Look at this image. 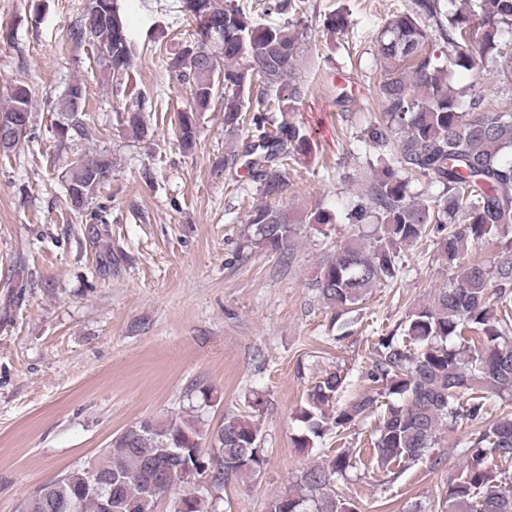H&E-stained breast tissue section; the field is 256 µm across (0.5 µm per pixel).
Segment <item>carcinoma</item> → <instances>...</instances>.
Segmentation results:
<instances>
[{
    "instance_id": "obj_1",
    "label": "carcinoma",
    "mask_w": 512,
    "mask_h": 512,
    "mask_svg": "<svg viewBox=\"0 0 512 512\" xmlns=\"http://www.w3.org/2000/svg\"><path fill=\"white\" fill-rule=\"evenodd\" d=\"M182 4L195 27L192 44L170 60L191 98L176 115L180 145L187 152L196 146L198 113L208 110L217 94L224 99L225 137L250 124L252 143L241 155L224 157L222 169L240 159L252 173L264 202L249 211L248 242L281 256L301 226L336 221L320 207L298 215L271 205L285 191L288 160L310 149V135L301 125L284 118L272 127L266 115L273 101L286 114L308 95L303 18L259 24L233 0ZM350 25L341 10L323 20L332 36ZM507 30L512 31V0H412V7L379 33L384 111L368 126L365 141L383 159L369 192L348 213L349 223L375 224L379 233L367 247L348 243L337 249L314 282L323 301L348 309L398 277L400 246L441 234L453 282L408 315L401 335L389 332L374 342L369 381L382 383L391 401L382 408L377 398L364 395L328 414L344 384L340 373H328L300 409L296 445L311 448L325 431L377 414L371 453L380 470H390L430 456L441 428L462 416L474 426V438L461 450L463 469L448 477V512H512V487L495 464L512 459V414L487 420L490 403L512 400V158L502 157L512 150V113L493 112L484 98L448 81L452 72L465 77L488 71L497 81L512 83ZM73 38L96 47L104 72L118 79L128 72L132 48L116 0H89L87 20ZM203 47L210 60L187 65ZM85 101L83 85L71 84L54 124L60 144L88 135ZM32 110L29 89L18 85L0 119L20 116L30 127ZM120 121L135 141L150 135L140 106L126 109ZM111 174L107 155L73 160L65 180L67 204L85 210ZM421 178L443 186L442 193L428 200L415 196L411 184ZM499 239L509 258L496 268L461 259L473 243ZM453 337L461 347L448 344ZM247 404L248 410L224 416L214 429L192 408L165 421L131 425L98 455L107 480L93 482L83 467L64 471L26 493L16 512H156L160 499L189 487L188 473L199 460L208 466V486L188 493L185 512H219L216 492L224 482L253 480L267 464L253 420L266 401L255 393ZM355 462L353 452L344 449L308 467L289 492L270 499L267 512H357L354 502L336 492V477Z\"/></svg>"
}]
</instances>
